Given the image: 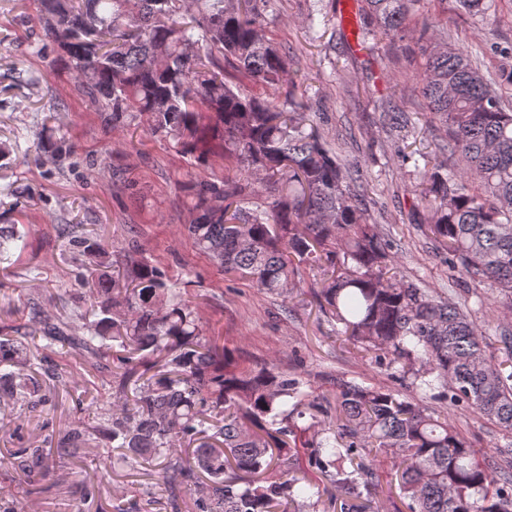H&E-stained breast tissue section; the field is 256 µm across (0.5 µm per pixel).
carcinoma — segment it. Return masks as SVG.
Masks as SVG:
<instances>
[{
	"label": "carcinoma",
	"mask_w": 512,
	"mask_h": 512,
	"mask_svg": "<svg viewBox=\"0 0 512 512\" xmlns=\"http://www.w3.org/2000/svg\"><path fill=\"white\" fill-rule=\"evenodd\" d=\"M45 40L62 51L75 88L114 129L144 126L171 139L197 167L224 158L232 177L190 187L187 232L226 274L293 299L295 277L310 288L340 334L375 362L401 363L399 380L422 398L466 404L512 433V330L487 311L478 288H494L512 310V100L494 89L480 58L444 46L420 76L428 124L445 127L435 152L408 156L415 195L428 211L425 231L448 254V269L472 289L443 294L397 271L384 236L355 185L364 177L336 152L309 115L288 48L266 35L268 0H37ZM418 0H365L364 37L408 30ZM491 20L495 0H459ZM310 28L331 22L313 0ZM39 151L55 160L66 139ZM251 199L260 203L248 208ZM82 257L71 312L30 306L29 331L0 338V402L43 403L42 353L60 346L107 375L115 389L100 422H75L50 448H18L11 467L32 478L77 463L103 438L117 454L109 467L157 463L178 512L195 484V512H285L336 488L340 512H361L362 495L383 492L366 460L388 456L408 512H512V448L496 455L467 445L449 417L439 418L397 391L341 381L334 431L318 429L322 405L275 366L241 368L199 319L167 272L147 260H112L114 245L71 224L60 228ZM15 227H0V260L17 248ZM482 320H477V314ZM86 334L71 333L74 319ZM45 344H39V341ZM292 405L290 421L280 419Z\"/></svg>",
	"instance_id": "cac0c4a2"
}]
</instances>
